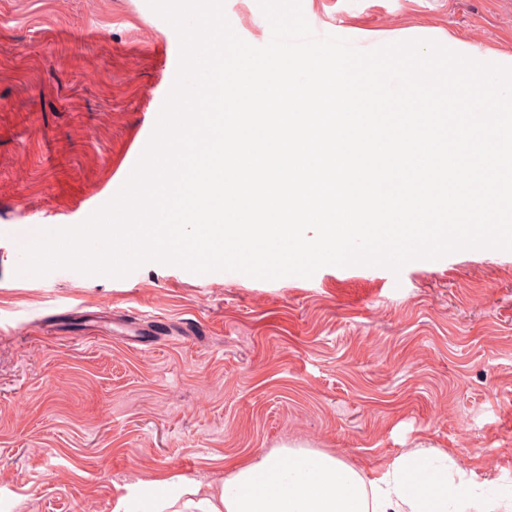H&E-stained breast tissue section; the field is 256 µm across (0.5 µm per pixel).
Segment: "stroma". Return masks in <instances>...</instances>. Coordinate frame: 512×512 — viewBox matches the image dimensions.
Masks as SVG:
<instances>
[{
  "mask_svg": "<svg viewBox=\"0 0 512 512\" xmlns=\"http://www.w3.org/2000/svg\"><path fill=\"white\" fill-rule=\"evenodd\" d=\"M302 9L363 51L404 35L512 56V0ZM224 13L269 41L258 0ZM179 56L148 0H0V512H113L135 478L217 482L282 445L355 465L451 448L512 496V251L277 280L19 273V226L117 194Z\"/></svg>",
  "mask_w": 512,
  "mask_h": 512,
  "instance_id": "1",
  "label": "stroma"
}]
</instances>
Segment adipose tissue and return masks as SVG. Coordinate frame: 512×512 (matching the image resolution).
Segmentation results:
<instances>
[{
  "mask_svg": "<svg viewBox=\"0 0 512 512\" xmlns=\"http://www.w3.org/2000/svg\"><path fill=\"white\" fill-rule=\"evenodd\" d=\"M119 512H512V497L456 468L446 450L408 449L358 468L335 455L280 446L233 465L220 483L138 482Z\"/></svg>",
  "mask_w": 512,
  "mask_h": 512,
  "instance_id": "adipose-tissue-1",
  "label": "adipose tissue"
}]
</instances>
